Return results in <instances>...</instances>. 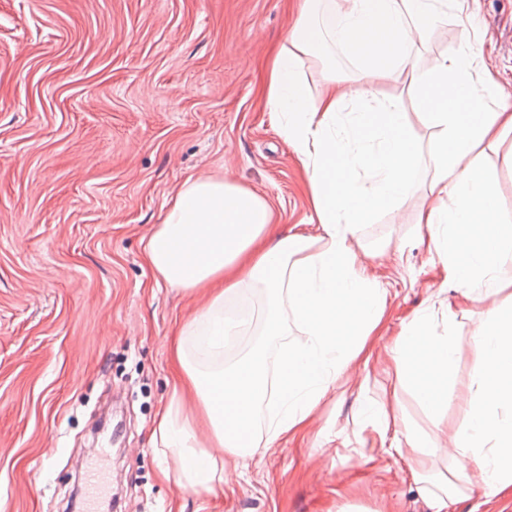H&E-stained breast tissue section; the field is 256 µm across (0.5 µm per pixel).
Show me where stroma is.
<instances>
[{"mask_svg": "<svg viewBox=\"0 0 512 512\" xmlns=\"http://www.w3.org/2000/svg\"><path fill=\"white\" fill-rule=\"evenodd\" d=\"M289 0H0V512H78L101 470V512H429L411 449L385 451L363 411L399 401L423 434L451 438L471 383L480 306L458 303L415 215L416 190L365 224L386 326L430 305L462 342L458 394L434 429L376 350L340 377L295 437L240 462L211 496L159 474L153 433L173 381L167 338L205 293L157 283L144 241L191 176L227 174L264 196L284 228L315 233L305 177L260 89ZM481 46L512 91V0L449 12L420 68ZM486 168L512 222V161Z\"/></svg>", "mask_w": 512, "mask_h": 512, "instance_id": "1", "label": "stroma"}]
</instances>
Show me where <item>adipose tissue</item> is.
Wrapping results in <instances>:
<instances>
[{
	"instance_id": "obj_1",
	"label": "adipose tissue",
	"mask_w": 512,
	"mask_h": 512,
	"mask_svg": "<svg viewBox=\"0 0 512 512\" xmlns=\"http://www.w3.org/2000/svg\"><path fill=\"white\" fill-rule=\"evenodd\" d=\"M452 5L473 22L469 0H298L262 94L305 173L317 236L283 231L269 202L228 176L187 179L149 234L144 257L159 280L207 295L170 344L179 374L154 433L164 478L223 491L226 459L254 456L304 430L337 379L370 361L387 293L368 274L369 251L353 243L376 212L421 188L428 203L418 226L465 301L485 305L470 338L477 389L444 449L400 424L396 408L379 406L372 423L392 436L393 448L417 452L413 476L431 512H449L465 497L468 462L486 496L512 495V414H502L512 411V224L499 216L483 164L486 147L512 134V107L470 42L428 69L413 61V47ZM337 50L355 61V73L337 71ZM306 56L321 65L315 95L301 72ZM392 82L417 90V117L433 131L429 149L412 135L401 98H376L375 88ZM354 94L368 108L347 111ZM258 292L260 311L242 310ZM504 296L510 304H501ZM252 331L256 341L225 358L233 338ZM384 350L427 418L441 425L454 396V336L436 331L426 306ZM440 455L448 471L431 474L427 463Z\"/></svg>"
}]
</instances>
